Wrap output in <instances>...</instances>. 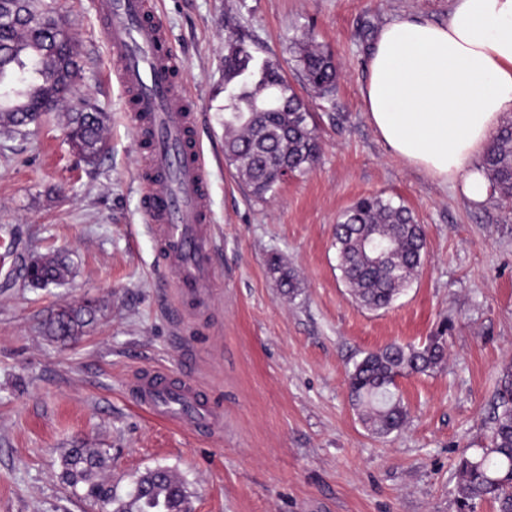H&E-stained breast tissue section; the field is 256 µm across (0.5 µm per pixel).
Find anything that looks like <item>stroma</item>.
I'll return each mask as SVG.
<instances>
[{
  "label": "stroma",
  "instance_id": "1",
  "mask_svg": "<svg viewBox=\"0 0 512 512\" xmlns=\"http://www.w3.org/2000/svg\"><path fill=\"white\" fill-rule=\"evenodd\" d=\"M56 6L79 45L71 104L108 119L93 164L69 145L66 111L0 130V512H90L60 478L75 446L106 450L108 474L125 485L170 468L192 512H459L456 463L486 444L512 361V202L470 201L391 155L362 99L381 26L410 13L447 22L450 0H158L211 181L218 253L202 304L179 295L142 222L144 144L95 0ZM229 23L300 87L321 143L318 163L263 201L224 161ZM297 39L333 54L331 96L303 87ZM373 194L409 207L427 238L418 275L377 311L349 294L333 244L340 214ZM53 253L71 276L32 287L27 264ZM274 256L298 276L295 300L277 285ZM84 301L97 313L78 340L45 335L53 312ZM438 333L442 367L399 381L406 425L372 435L351 406L348 370L388 343L419 347ZM143 368L195 377L223 428L199 437L142 412L128 381Z\"/></svg>",
  "mask_w": 512,
  "mask_h": 512
}]
</instances>
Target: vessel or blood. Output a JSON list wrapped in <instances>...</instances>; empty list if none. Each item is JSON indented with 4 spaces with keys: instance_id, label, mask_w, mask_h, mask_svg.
<instances>
[{
    "instance_id": "obj_1",
    "label": "vessel or blood",
    "mask_w": 512,
    "mask_h": 512,
    "mask_svg": "<svg viewBox=\"0 0 512 512\" xmlns=\"http://www.w3.org/2000/svg\"><path fill=\"white\" fill-rule=\"evenodd\" d=\"M105 34L118 63L116 77L129 100L130 118L150 142L143 156V215L175 276L181 297L199 299L212 279L215 244L209 215V180L194 138V102L175 74L179 60L154 21L155 0H97ZM137 406L153 417L212 432L219 414L193 382L151 370L132 383Z\"/></svg>"
}]
</instances>
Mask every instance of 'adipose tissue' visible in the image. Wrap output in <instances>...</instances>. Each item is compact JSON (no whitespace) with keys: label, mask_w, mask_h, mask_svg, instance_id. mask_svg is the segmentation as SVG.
<instances>
[{"label":"adipose tissue","mask_w":512,"mask_h":512,"mask_svg":"<svg viewBox=\"0 0 512 512\" xmlns=\"http://www.w3.org/2000/svg\"><path fill=\"white\" fill-rule=\"evenodd\" d=\"M367 71L365 113L388 151L484 201L479 161L512 112V0H451L444 24L397 17L378 30Z\"/></svg>","instance_id":"adipose-tissue-1"}]
</instances>
